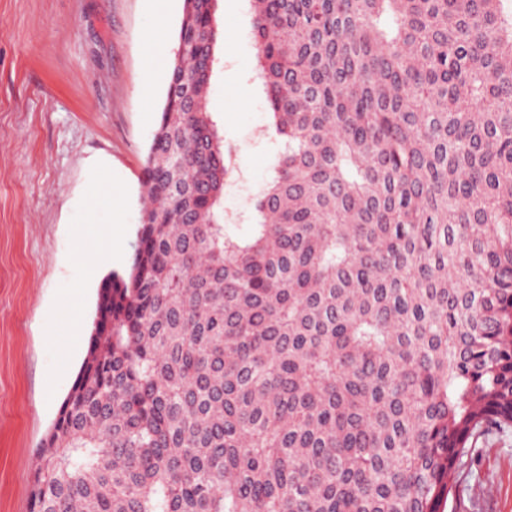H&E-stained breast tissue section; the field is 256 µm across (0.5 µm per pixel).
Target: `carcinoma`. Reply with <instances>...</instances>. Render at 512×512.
Wrapping results in <instances>:
<instances>
[{
  "label": "carcinoma",
  "mask_w": 512,
  "mask_h": 512,
  "mask_svg": "<svg viewBox=\"0 0 512 512\" xmlns=\"http://www.w3.org/2000/svg\"><path fill=\"white\" fill-rule=\"evenodd\" d=\"M251 3L255 223H225L218 0H183L30 512H444L512 430V0Z\"/></svg>",
  "instance_id": "1"
}]
</instances>
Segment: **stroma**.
<instances>
[{"instance_id": "1", "label": "stroma", "mask_w": 512, "mask_h": 512, "mask_svg": "<svg viewBox=\"0 0 512 512\" xmlns=\"http://www.w3.org/2000/svg\"><path fill=\"white\" fill-rule=\"evenodd\" d=\"M182 0H0V512H28L37 450L86 356L101 279L125 269L143 202L142 158L168 67L145 77L146 34L180 27ZM224 43L209 107L232 172L230 223L247 233L271 175V119L257 77L251 0H220ZM150 97H143L144 82ZM457 512H512V437L478 448Z\"/></svg>"}]
</instances>
